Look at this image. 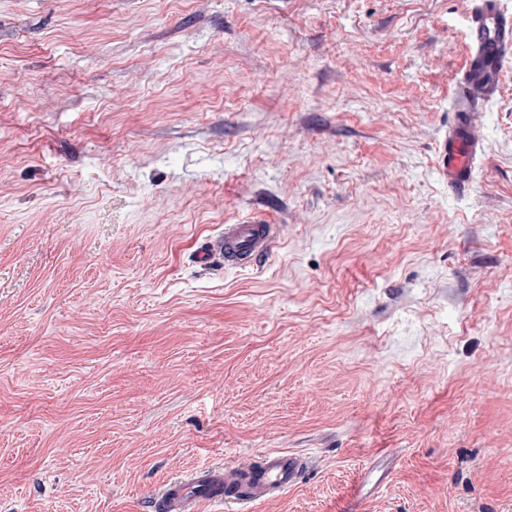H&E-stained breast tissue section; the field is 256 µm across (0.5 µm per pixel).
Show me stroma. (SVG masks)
Wrapping results in <instances>:
<instances>
[{
    "mask_svg": "<svg viewBox=\"0 0 512 512\" xmlns=\"http://www.w3.org/2000/svg\"><path fill=\"white\" fill-rule=\"evenodd\" d=\"M467 0H0V512H512V61L435 150ZM280 225L246 268L198 254ZM307 461L301 455L268 452L255 467L232 472L223 465L194 470L185 479L169 482L157 498L160 512H199L202 501L224 506L228 500L254 504L292 486L302 475ZM243 475V479L240 476Z\"/></svg>",
    "mask_w": 512,
    "mask_h": 512,
    "instance_id": "stroma-1",
    "label": "stroma"
}]
</instances>
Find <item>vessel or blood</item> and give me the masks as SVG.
<instances>
[{
    "mask_svg": "<svg viewBox=\"0 0 512 512\" xmlns=\"http://www.w3.org/2000/svg\"><path fill=\"white\" fill-rule=\"evenodd\" d=\"M465 37L473 48L469 65L455 88L456 121L439 141L437 172L450 194L467 195L474 169L485 157V145L475 124L484 111L485 95L495 88L506 60L512 58V13L502 11L499 0H470ZM278 227L262 220L228 224L200 256L218 255L225 264L245 265L267 253ZM304 457L282 451L266 453L258 466L241 472L210 465L169 482L157 499L158 512H200L202 502L221 506L226 501L253 504L292 486L302 475Z\"/></svg>",
    "mask_w": 512,
    "mask_h": 512,
    "instance_id": "obj_1",
    "label": "vessel or blood"
}]
</instances>
